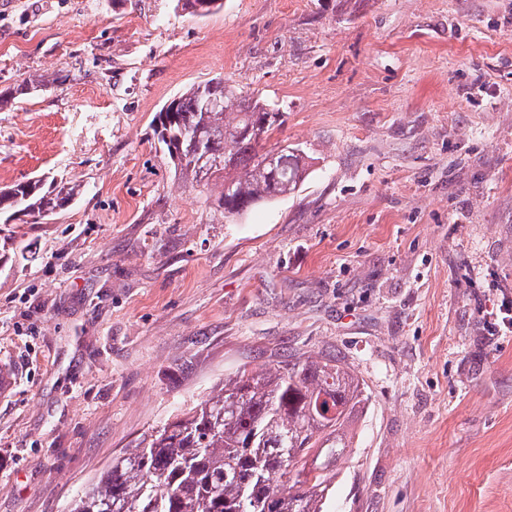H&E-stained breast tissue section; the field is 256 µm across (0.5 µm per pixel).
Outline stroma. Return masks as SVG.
<instances>
[{"mask_svg":"<svg viewBox=\"0 0 512 512\" xmlns=\"http://www.w3.org/2000/svg\"><path fill=\"white\" fill-rule=\"evenodd\" d=\"M213 79L283 112L293 194L175 176L154 116ZM0 95V188L80 186L0 223V512L309 356L368 395L327 512H512V0H0ZM178 7L181 6L183 11L187 14L196 17H203L210 15L222 7H224L223 0H178Z\"/></svg>","mask_w":512,"mask_h":512,"instance_id":"stroma-1","label":"stroma"}]
</instances>
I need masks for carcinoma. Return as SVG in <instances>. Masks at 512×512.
<instances>
[{
  "label": "carcinoma",
  "instance_id": "carcinoma-1",
  "mask_svg": "<svg viewBox=\"0 0 512 512\" xmlns=\"http://www.w3.org/2000/svg\"><path fill=\"white\" fill-rule=\"evenodd\" d=\"M187 14L210 15L224 0H177ZM155 134L174 169L196 183L224 178V215L293 193L304 180L302 154L284 149L266 163L259 151L281 113L221 79L187 89L156 113ZM201 132L199 162L188 134ZM233 158L224 165V156ZM80 185L41 179L0 189V216L40 219L66 208ZM368 397L341 360L297 358L275 368L242 371L187 412L140 439L135 449L84 486L70 512H324L338 463L352 446L351 427ZM291 456L305 479H283Z\"/></svg>",
  "mask_w": 512,
  "mask_h": 512
}]
</instances>
